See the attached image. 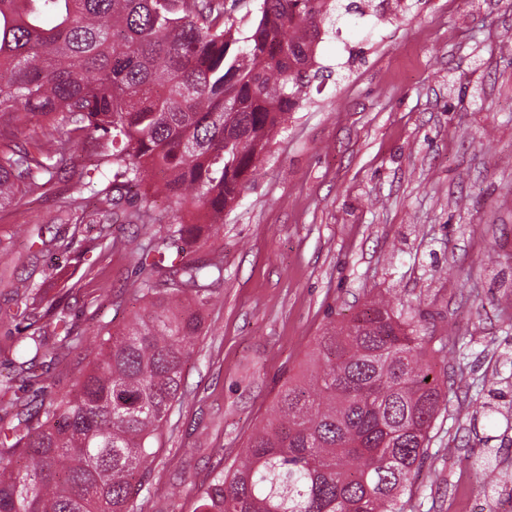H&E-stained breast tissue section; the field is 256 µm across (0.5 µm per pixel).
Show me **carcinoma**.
I'll use <instances>...</instances> for the list:
<instances>
[{"instance_id":"cac0c4a2","label":"carcinoma","mask_w":512,"mask_h":512,"mask_svg":"<svg viewBox=\"0 0 512 512\" xmlns=\"http://www.w3.org/2000/svg\"><path fill=\"white\" fill-rule=\"evenodd\" d=\"M341 0H261L250 35L235 36L224 0H0V208L47 192L63 171L61 223L85 219L97 198L94 248L112 222L162 224L145 207L119 209L124 191L149 187L181 212L165 235L137 245L149 267L139 312L108 333L74 388L49 405L0 380V512H131L218 298L224 262L208 254L168 261L200 224L224 223L274 137L317 78L316 49L344 14ZM48 123L31 148L15 131ZM100 147L92 170L69 167L78 147ZM163 178L153 181L155 174ZM0 319L30 333L12 360L31 384L39 359L74 329L63 312L39 324L37 285L21 284ZM421 326L371 300L330 321L278 392L246 448L219 463L193 512H406L443 393L425 361Z\"/></svg>"}]
</instances>
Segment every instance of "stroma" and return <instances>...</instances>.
I'll return each instance as SVG.
<instances>
[{"label":"stroma","instance_id":"obj_1","mask_svg":"<svg viewBox=\"0 0 512 512\" xmlns=\"http://www.w3.org/2000/svg\"><path fill=\"white\" fill-rule=\"evenodd\" d=\"M392 16H345L317 49L321 77L224 222L192 248L224 255L183 396L134 512H193L220 460L265 420L331 319L371 298L430 336L444 407L407 512H449L459 476L470 512H512V0H393ZM94 224H60L54 197L0 209V309L31 278L78 336L43 358L27 390L50 403L86 368V347L139 310L144 271L116 250L79 255Z\"/></svg>","mask_w":512,"mask_h":512}]
</instances>
